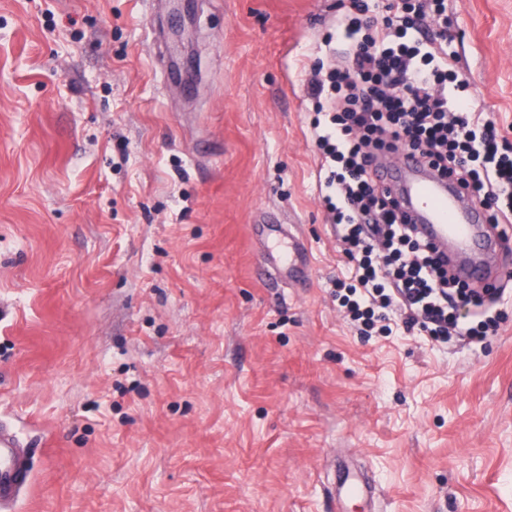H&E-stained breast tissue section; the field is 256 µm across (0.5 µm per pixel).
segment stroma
<instances>
[{"label":"stroma","instance_id":"1","mask_svg":"<svg viewBox=\"0 0 512 512\" xmlns=\"http://www.w3.org/2000/svg\"><path fill=\"white\" fill-rule=\"evenodd\" d=\"M340 0H0V420L17 512H512V281L496 335L364 336L307 83ZM512 140V0H448ZM287 215L307 287L256 275ZM350 469L369 498L339 495ZM25 446L15 428L0 421L1 512H15L31 490L33 475Z\"/></svg>","mask_w":512,"mask_h":512}]
</instances>
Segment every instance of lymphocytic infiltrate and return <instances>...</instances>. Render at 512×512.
I'll return each instance as SVG.
<instances>
[{
	"instance_id": "obj_1",
	"label": "lymphocytic infiltrate",
	"mask_w": 512,
	"mask_h": 512,
	"mask_svg": "<svg viewBox=\"0 0 512 512\" xmlns=\"http://www.w3.org/2000/svg\"><path fill=\"white\" fill-rule=\"evenodd\" d=\"M368 0H347L336 39V68L313 69L315 147L326 168L323 201L342 227L354 274L336 281L352 321L390 332L400 307L406 330L436 341L488 332L489 288L453 278L419 235L373 165L381 151L417 152L439 176L480 204L492 227L512 223V142L493 120L476 117L469 82L448 59L447 0H389L368 18Z\"/></svg>"
}]
</instances>
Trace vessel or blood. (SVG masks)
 <instances>
[{"mask_svg": "<svg viewBox=\"0 0 512 512\" xmlns=\"http://www.w3.org/2000/svg\"><path fill=\"white\" fill-rule=\"evenodd\" d=\"M397 165H383L380 179L418 225L422 236L447 256L455 274L481 282L493 271L475 261L476 252L496 245L486 228V213L467 209L448 186L431 174L414 152L403 149ZM252 234L263 243L256 268L266 285L307 281L311 256L293 225L277 217L256 220ZM33 483L29 452L14 427L0 422V512H16Z\"/></svg>", "mask_w": 512, "mask_h": 512, "instance_id": "1", "label": "vessel or blood"}]
</instances>
